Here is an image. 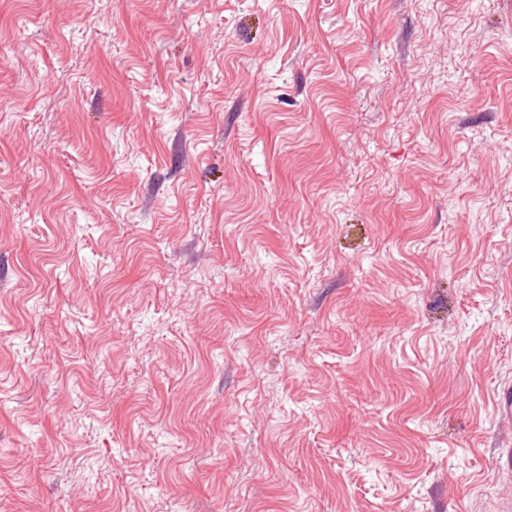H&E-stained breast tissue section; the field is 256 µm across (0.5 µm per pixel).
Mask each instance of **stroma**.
I'll use <instances>...</instances> for the list:
<instances>
[{"label": "stroma", "mask_w": 512, "mask_h": 512, "mask_svg": "<svg viewBox=\"0 0 512 512\" xmlns=\"http://www.w3.org/2000/svg\"><path fill=\"white\" fill-rule=\"evenodd\" d=\"M512 0H0V512H504Z\"/></svg>", "instance_id": "stroma-1"}]
</instances>
